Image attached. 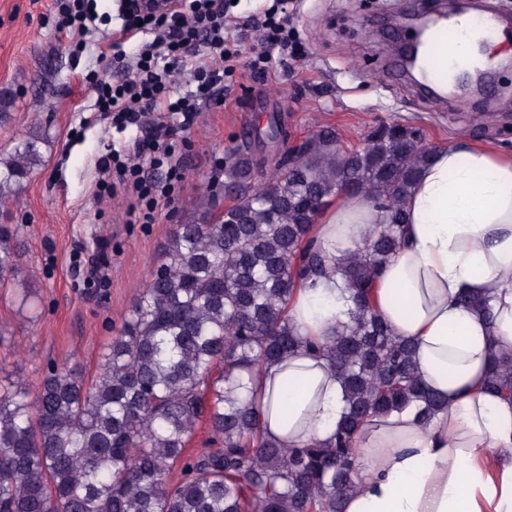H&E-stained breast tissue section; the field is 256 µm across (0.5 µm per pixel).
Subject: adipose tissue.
Listing matches in <instances>:
<instances>
[{
	"label": "adipose tissue",
	"mask_w": 512,
	"mask_h": 512,
	"mask_svg": "<svg viewBox=\"0 0 512 512\" xmlns=\"http://www.w3.org/2000/svg\"><path fill=\"white\" fill-rule=\"evenodd\" d=\"M405 245L372 288L373 303L414 343L423 384L447 401L421 425L415 407L365 425L363 470L344 512H512V400L486 389L494 349H512V154L455 142L435 149L404 202ZM380 212L341 194L314 235L334 257L361 241ZM488 307H465L462 292ZM352 308L339 276L299 288L288 314L312 341L342 330ZM265 437L285 446L328 442L346 410L330 361L302 351L258 377Z\"/></svg>",
	"instance_id": "1"
}]
</instances>
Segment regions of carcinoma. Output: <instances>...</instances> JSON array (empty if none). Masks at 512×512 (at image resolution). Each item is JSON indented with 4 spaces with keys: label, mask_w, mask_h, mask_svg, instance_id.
Instances as JSON below:
<instances>
[{
    "label": "carcinoma",
    "mask_w": 512,
    "mask_h": 512,
    "mask_svg": "<svg viewBox=\"0 0 512 512\" xmlns=\"http://www.w3.org/2000/svg\"><path fill=\"white\" fill-rule=\"evenodd\" d=\"M281 120L224 156L229 204L176 224L121 329L85 376L66 362L32 389L0 390V512H343L356 487L353 436L369 418L422 402L413 345L374 310L370 289L404 245L403 201L433 148L420 131L375 126L357 147L320 129L293 160ZM31 135L0 159V200L40 161ZM272 167L269 178H257ZM383 212L355 249L330 257L313 221L339 193ZM14 232L0 224V289L21 287ZM339 275L350 324L323 343L288 318L297 288ZM305 348L328 358L347 411L325 444L285 448L263 435L254 381ZM487 389L512 399V351L497 352ZM209 439L192 451L197 426Z\"/></svg>",
    "instance_id": "obj_1"
}]
</instances>
